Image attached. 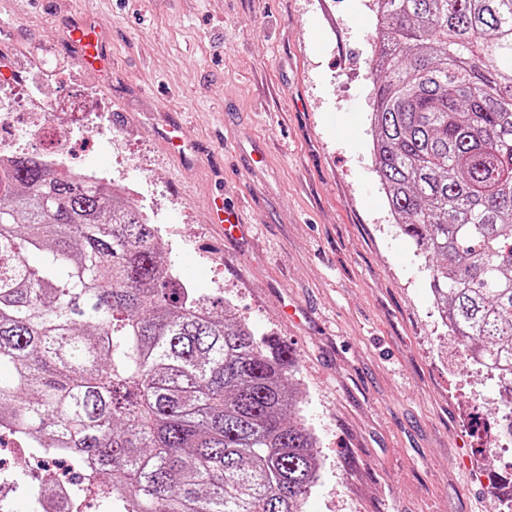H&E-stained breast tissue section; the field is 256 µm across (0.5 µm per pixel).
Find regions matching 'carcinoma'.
Wrapping results in <instances>:
<instances>
[{"mask_svg": "<svg viewBox=\"0 0 512 512\" xmlns=\"http://www.w3.org/2000/svg\"><path fill=\"white\" fill-rule=\"evenodd\" d=\"M373 169L464 359L512 400V0H376ZM155 227L31 154L0 168V424L112 512H304L296 359L182 288Z\"/></svg>", "mask_w": 512, "mask_h": 512, "instance_id": "cac0c4a2", "label": "carcinoma"}]
</instances>
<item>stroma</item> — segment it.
I'll list each match as a JSON object with an SVG mask.
<instances>
[{
  "label": "stroma",
  "mask_w": 512,
  "mask_h": 512,
  "mask_svg": "<svg viewBox=\"0 0 512 512\" xmlns=\"http://www.w3.org/2000/svg\"><path fill=\"white\" fill-rule=\"evenodd\" d=\"M85 21L109 79L73 57ZM374 22V0H0V73L103 113L111 139L54 115L27 153L67 126L71 167L121 168L181 279L294 354L321 460L305 512H505L512 438L483 451L470 423L512 407L463 363L373 172ZM211 194L239 231L208 224Z\"/></svg>",
  "instance_id": "obj_1"
}]
</instances>
